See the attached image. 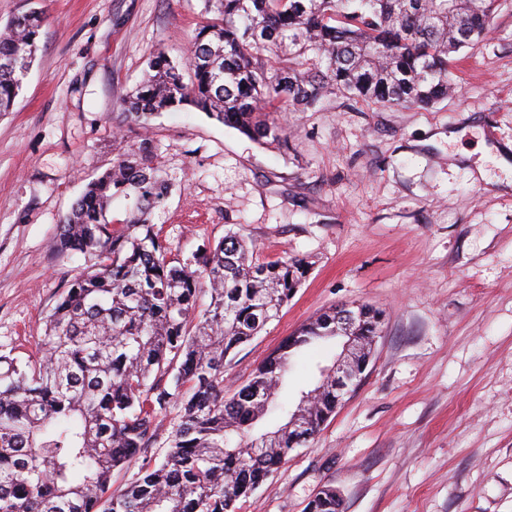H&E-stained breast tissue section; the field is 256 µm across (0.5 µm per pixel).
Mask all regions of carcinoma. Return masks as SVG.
Listing matches in <instances>:
<instances>
[{"instance_id": "obj_1", "label": "carcinoma", "mask_w": 512, "mask_h": 512, "mask_svg": "<svg viewBox=\"0 0 512 512\" xmlns=\"http://www.w3.org/2000/svg\"><path fill=\"white\" fill-rule=\"evenodd\" d=\"M496 8L497 0H203L207 18L187 57L150 54L118 127L147 132L161 112L195 109L283 148L280 109L312 108L328 89L431 108L455 89L450 56L483 40ZM44 26L36 9L0 25V113L13 110ZM284 48L304 71L285 63ZM169 189L146 136L64 216L54 251L91 255L95 268L74 277L47 316L42 356L0 354V512H237L301 446L286 423L253 431L296 354L336 338L345 306L301 327L247 383L224 387L228 356L279 316L308 264L260 261L232 230L190 259L168 258L151 216ZM117 198L127 201L119 226L108 218ZM382 321L363 305L350 333L370 339ZM316 386L313 435L336 411V378L320 374ZM173 404L180 414L163 461L112 490L113 472L148 447ZM306 512H343L342 499L325 486Z\"/></svg>"}]
</instances>
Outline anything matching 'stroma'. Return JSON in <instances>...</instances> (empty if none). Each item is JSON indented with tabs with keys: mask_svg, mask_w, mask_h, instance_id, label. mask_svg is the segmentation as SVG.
Instances as JSON below:
<instances>
[{
	"mask_svg": "<svg viewBox=\"0 0 512 512\" xmlns=\"http://www.w3.org/2000/svg\"><path fill=\"white\" fill-rule=\"evenodd\" d=\"M201 0H0V24L30 9L47 23L12 112L0 115V352L43 353L44 321L92 258L52 252L73 201L138 139L113 114L149 53L184 57ZM457 92L429 109L342 91L285 112L288 145L264 148L198 111L165 112L152 137L173 187L153 222L188 258L226 231L267 261L309 271L279 318L241 347L224 384L310 319L341 304L385 314L359 386L293 449L238 512H305L325 485L344 512H512V169L488 147L512 143V0L455 56ZM456 140H449V132ZM341 348L294 360L278 410ZM170 407L135 463L161 461Z\"/></svg>",
	"mask_w": 512,
	"mask_h": 512,
	"instance_id": "1",
	"label": "stroma"
}]
</instances>
